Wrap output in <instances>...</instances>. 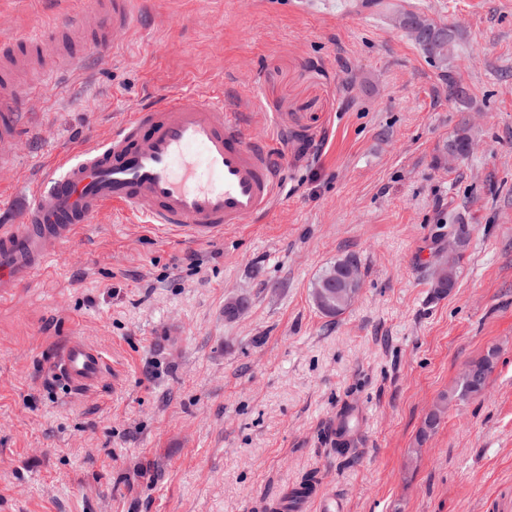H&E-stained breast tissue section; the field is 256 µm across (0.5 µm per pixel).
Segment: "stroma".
<instances>
[{
  "label": "stroma",
  "mask_w": 512,
  "mask_h": 512,
  "mask_svg": "<svg viewBox=\"0 0 512 512\" xmlns=\"http://www.w3.org/2000/svg\"><path fill=\"white\" fill-rule=\"evenodd\" d=\"M308 2L137 0L116 46L90 53L97 30L59 25L89 0H0V36L40 26L76 58L29 96L36 131L0 188L28 195L55 153L171 91L242 99L283 174L266 221L213 244L104 210L0 303V512H267L307 479L345 512H512V0ZM397 9L457 29L452 71ZM462 126L474 149L457 163ZM454 222L468 241L439 297ZM348 253L360 293L324 316L313 283ZM72 336L106 355L95 390L51 372ZM490 351L485 390L422 433Z\"/></svg>",
  "instance_id": "1"
}]
</instances>
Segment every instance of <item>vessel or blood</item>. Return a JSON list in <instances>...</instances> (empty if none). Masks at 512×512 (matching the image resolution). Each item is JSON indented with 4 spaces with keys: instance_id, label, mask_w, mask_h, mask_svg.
Returning <instances> with one entry per match:
<instances>
[{
    "instance_id": "vessel-or-blood-1",
    "label": "vessel or blood",
    "mask_w": 512,
    "mask_h": 512,
    "mask_svg": "<svg viewBox=\"0 0 512 512\" xmlns=\"http://www.w3.org/2000/svg\"><path fill=\"white\" fill-rule=\"evenodd\" d=\"M132 5L133 0H95L90 12L100 30L119 33L132 25ZM43 43L36 29L0 41V146L31 127L25 97L37 85L16 88L14 76ZM279 189L274 155L247 139L234 101L218 94L186 105L178 94L164 95L121 121L107 142L86 145L77 158L61 153L49 161L19 220L0 225V299L43 274L52 248L105 208L209 243L223 237L225 225L262 219ZM107 368L104 353L78 336L51 364L53 374L77 392L95 389ZM296 498L315 502L318 512H343L332 495L301 489Z\"/></svg>"
}]
</instances>
